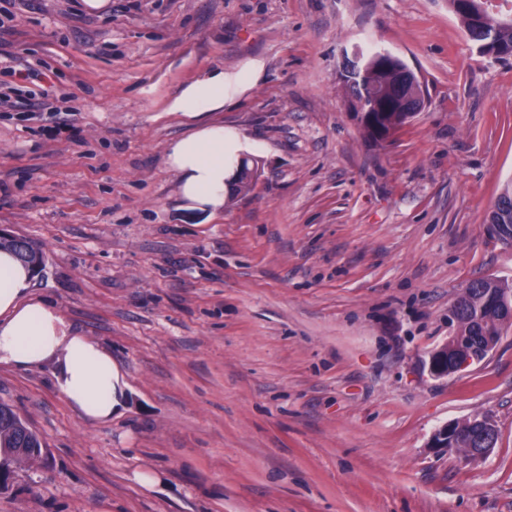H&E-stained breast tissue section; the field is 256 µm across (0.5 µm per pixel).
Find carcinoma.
Returning <instances> with one entry per match:
<instances>
[{
	"instance_id": "1",
	"label": "carcinoma",
	"mask_w": 512,
	"mask_h": 512,
	"mask_svg": "<svg viewBox=\"0 0 512 512\" xmlns=\"http://www.w3.org/2000/svg\"><path fill=\"white\" fill-rule=\"evenodd\" d=\"M448 7L461 20L470 41H491L502 52L512 51V8L499 13L484 12L479 21H474L469 14L457 8V0H448ZM397 64H391L389 71L369 69L353 82H343L347 98H357L370 104L376 93L381 91L395 77ZM488 223L498 229V237L509 241L512 239V184L503 187L489 214ZM15 251L20 259L37 269L43 252L34 242L23 237L12 236L0 241V249ZM493 287L488 278L471 281L466 295L458 300L456 314L457 329L461 336H499L504 324L497 318L489 317L484 312L483 298L485 289ZM44 446L39 435L19 416L13 407L0 402V466L22 468L43 456Z\"/></svg>"
}]
</instances>
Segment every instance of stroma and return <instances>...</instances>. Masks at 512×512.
Masks as SVG:
<instances>
[{"label":"stroma","instance_id":"obj_1","mask_svg":"<svg viewBox=\"0 0 512 512\" xmlns=\"http://www.w3.org/2000/svg\"><path fill=\"white\" fill-rule=\"evenodd\" d=\"M109 3L0 0V92L53 89L74 125L0 109V229L42 248L33 292L128 388L90 423L48 368H1L46 453L0 512H512V326L484 360L428 369L469 282L512 283L488 227L512 180V57L480 54L448 0ZM357 47L427 90L381 145L340 79ZM216 69L215 120L262 150L210 216L165 150L190 129L171 101ZM477 416L499 430L485 459L431 448Z\"/></svg>","mask_w":512,"mask_h":512}]
</instances>
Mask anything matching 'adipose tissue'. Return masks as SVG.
<instances>
[{
	"label": "adipose tissue",
	"mask_w": 512,
	"mask_h": 512,
	"mask_svg": "<svg viewBox=\"0 0 512 512\" xmlns=\"http://www.w3.org/2000/svg\"><path fill=\"white\" fill-rule=\"evenodd\" d=\"M224 74L214 71L189 84L170 112L192 126L166 148L169 168L190 209L219 211L242 152L250 143L239 131L211 121L224 107ZM31 273L11 252L0 251V368L51 366L58 394L84 419L107 422L125 397L111 352L75 332L55 304L34 295Z\"/></svg>",
	"instance_id": "adipose-tissue-1"
}]
</instances>
